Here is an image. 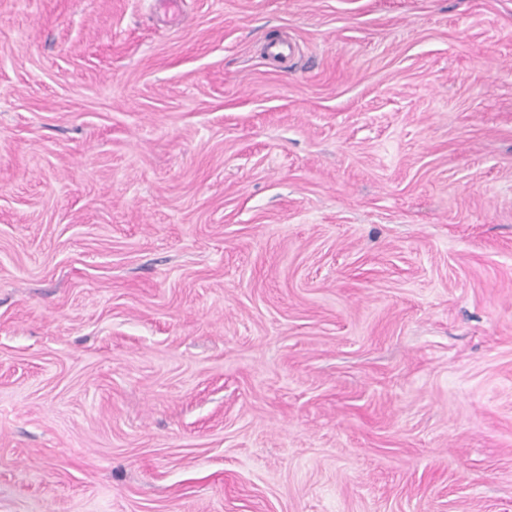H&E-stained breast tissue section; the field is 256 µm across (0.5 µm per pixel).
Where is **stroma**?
<instances>
[{
    "label": "stroma",
    "instance_id": "obj_1",
    "mask_svg": "<svg viewBox=\"0 0 512 512\" xmlns=\"http://www.w3.org/2000/svg\"><path fill=\"white\" fill-rule=\"evenodd\" d=\"M0 512H512V0H0Z\"/></svg>",
    "mask_w": 512,
    "mask_h": 512
}]
</instances>
